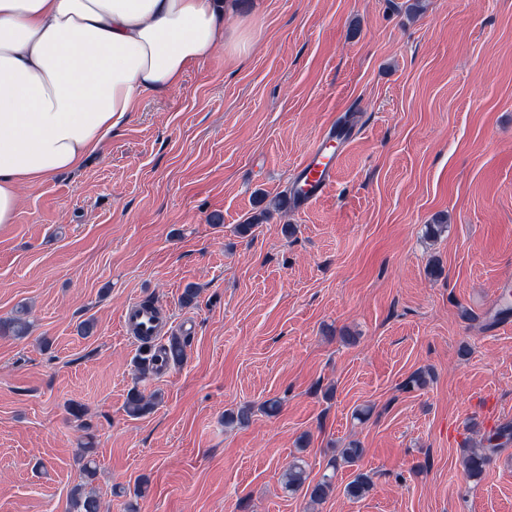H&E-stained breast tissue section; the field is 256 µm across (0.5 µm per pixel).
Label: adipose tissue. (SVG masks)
<instances>
[{
	"label": "adipose tissue",
	"instance_id": "1",
	"mask_svg": "<svg viewBox=\"0 0 512 512\" xmlns=\"http://www.w3.org/2000/svg\"><path fill=\"white\" fill-rule=\"evenodd\" d=\"M234 0H0V225L22 186L79 168L140 98L248 40Z\"/></svg>",
	"mask_w": 512,
	"mask_h": 512
}]
</instances>
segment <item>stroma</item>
<instances>
[{
    "label": "stroma",
    "mask_w": 512,
    "mask_h": 512,
    "mask_svg": "<svg viewBox=\"0 0 512 512\" xmlns=\"http://www.w3.org/2000/svg\"><path fill=\"white\" fill-rule=\"evenodd\" d=\"M235 2L248 55L143 96L0 226V318L32 323L0 337V512H67L87 433L102 512H512V440L480 477L464 462L486 418L512 426V0ZM346 116L324 196L239 235ZM141 298L188 338L158 378L120 330ZM133 388L160 403L128 416ZM354 439L325 503L283 489L294 455L317 479ZM359 470L373 488L353 500Z\"/></svg>",
    "instance_id": "stroma-1"
}]
</instances>
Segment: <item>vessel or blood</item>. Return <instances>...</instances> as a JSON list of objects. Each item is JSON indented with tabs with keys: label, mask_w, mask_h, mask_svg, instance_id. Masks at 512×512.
Segmentation results:
<instances>
[{
	"label": "vessel or blood",
	"mask_w": 512,
	"mask_h": 512,
	"mask_svg": "<svg viewBox=\"0 0 512 512\" xmlns=\"http://www.w3.org/2000/svg\"><path fill=\"white\" fill-rule=\"evenodd\" d=\"M345 137L339 125H329L305 152L295 168L293 193L290 197L297 207H306L332 185L338 160L336 144ZM120 323L123 333L140 343L156 341L162 331L161 318L157 317L153 309L138 302L123 309Z\"/></svg>",
	"instance_id": "obj_1"
}]
</instances>
